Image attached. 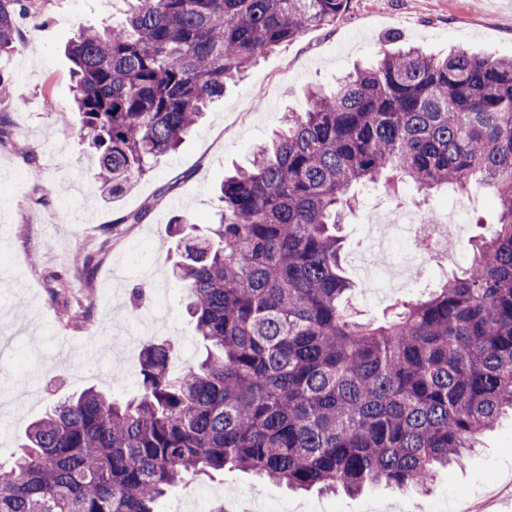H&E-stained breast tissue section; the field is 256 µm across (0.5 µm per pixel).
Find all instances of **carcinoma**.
<instances>
[{"instance_id": "carcinoma-1", "label": "carcinoma", "mask_w": 512, "mask_h": 512, "mask_svg": "<svg viewBox=\"0 0 512 512\" xmlns=\"http://www.w3.org/2000/svg\"><path fill=\"white\" fill-rule=\"evenodd\" d=\"M67 46L79 136L104 196L180 145L263 54L329 26L350 0H124ZM0 0V59L23 44ZM256 145L224 178L177 276L205 342L175 375L147 345L140 396L89 388L51 406L0 464V512H159L188 478L236 468L296 489L430 484L512 409V59L383 51ZM494 190L466 267L379 325L344 300L337 226L366 189Z\"/></svg>"}]
</instances>
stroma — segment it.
Wrapping results in <instances>:
<instances>
[{
	"mask_svg": "<svg viewBox=\"0 0 512 512\" xmlns=\"http://www.w3.org/2000/svg\"><path fill=\"white\" fill-rule=\"evenodd\" d=\"M124 8L123 0H50L46 20L21 19L24 44L6 64L15 85L10 98H0L6 121L0 136V337L19 331L23 339L0 346V397L8 401L0 413L1 461L11 459L28 423L64 396L88 388L120 400L138 394L139 347L116 341L118 330L135 327L134 306L157 302L166 314L165 328L141 336V345L171 342L182 357L173 370L196 364L201 347L173 274L180 253L168 226L181 215L204 231L220 206L216 187L224 172L248 166L254 146L279 126L284 112L307 109L308 87H331L355 63L403 45L433 55L454 48L512 59V0H350L334 25L310 29L261 56L177 152L152 161L128 192L106 203L94 178L97 159L76 133L63 49L81 28L111 23ZM417 197L412 187L394 197L364 195L340 229L344 274L356 284L346 309L360 322L388 319L441 277L427 273L375 302L361 289L355 252L367 215ZM426 205L465 213L466 230L456 244L465 253L496 220L488 191L454 198L437 192ZM137 213L141 223H128ZM137 288L142 295L136 299ZM66 306L81 310L83 322L66 325L60 315ZM197 489L212 508L248 490L287 502L293 512L311 505L322 512H398L404 498L411 512L442 500L447 512H512V419L503 418L480 448L439 471L424 489L294 492L228 469L173 488L160 512H188Z\"/></svg>",
	"mask_w": 512,
	"mask_h": 512,
	"instance_id": "1",
	"label": "stroma"
}]
</instances>
